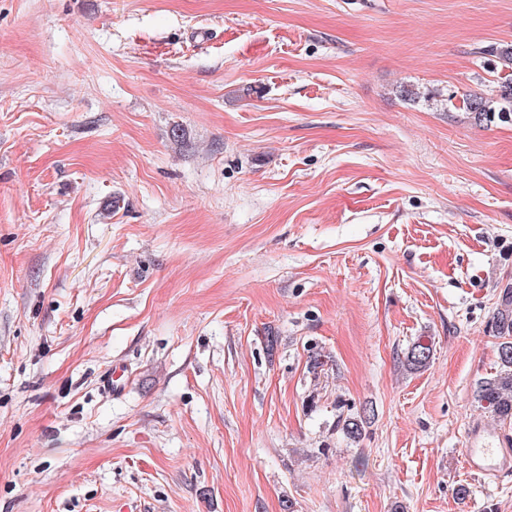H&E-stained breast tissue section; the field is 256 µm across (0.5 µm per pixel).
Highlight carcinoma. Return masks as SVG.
<instances>
[{
  "mask_svg": "<svg viewBox=\"0 0 512 512\" xmlns=\"http://www.w3.org/2000/svg\"><path fill=\"white\" fill-rule=\"evenodd\" d=\"M462 109L482 120L497 114L501 117L512 113V78H505L494 97L473 94L462 101ZM495 330L502 342L498 344L499 371L481 381L476 390V399L489 408L495 416L505 420L512 418V289L507 288L501 295L500 308L495 317ZM433 355L432 345L417 342L405 357L409 369L425 367ZM337 426L350 439L362 435L363 420L350 415L338 416Z\"/></svg>",
  "mask_w": 512,
  "mask_h": 512,
  "instance_id": "carcinoma-1",
  "label": "carcinoma"
}]
</instances>
